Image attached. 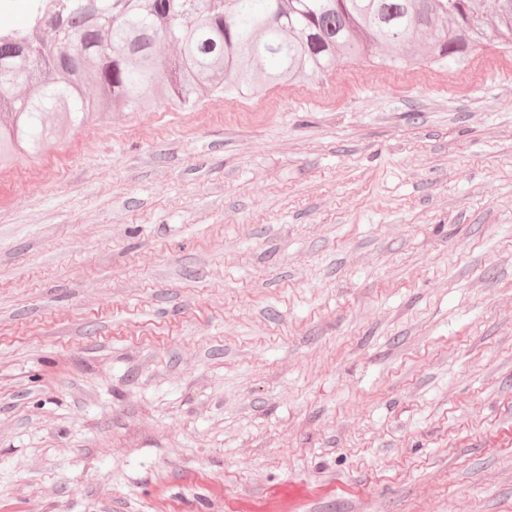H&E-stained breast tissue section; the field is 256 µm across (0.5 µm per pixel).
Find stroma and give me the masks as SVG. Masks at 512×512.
Listing matches in <instances>:
<instances>
[{
  "instance_id": "stroma-1",
  "label": "stroma",
  "mask_w": 512,
  "mask_h": 512,
  "mask_svg": "<svg viewBox=\"0 0 512 512\" xmlns=\"http://www.w3.org/2000/svg\"><path fill=\"white\" fill-rule=\"evenodd\" d=\"M512 512V52L116 112L0 170V512Z\"/></svg>"
}]
</instances>
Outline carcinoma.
<instances>
[{
    "label": "carcinoma",
    "mask_w": 512,
    "mask_h": 512,
    "mask_svg": "<svg viewBox=\"0 0 512 512\" xmlns=\"http://www.w3.org/2000/svg\"><path fill=\"white\" fill-rule=\"evenodd\" d=\"M25 30L0 32V168L64 131L149 108L264 95L318 80L338 61L468 64L493 35L512 48V0H40ZM173 41L179 51L164 57ZM26 85L15 99L13 83Z\"/></svg>",
    "instance_id": "obj_1"
}]
</instances>
